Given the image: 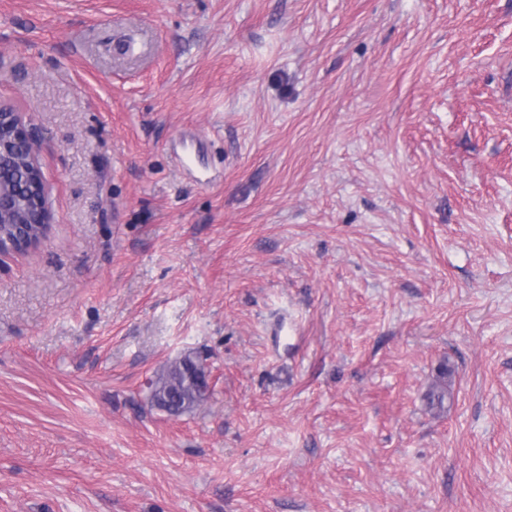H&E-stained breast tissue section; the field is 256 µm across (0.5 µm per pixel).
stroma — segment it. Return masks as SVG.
<instances>
[{"mask_svg": "<svg viewBox=\"0 0 512 512\" xmlns=\"http://www.w3.org/2000/svg\"><path fill=\"white\" fill-rule=\"evenodd\" d=\"M0 101V512H512V0H0ZM1 122L7 127H13L14 131L8 140L3 142V144L0 143V151L4 154L26 157L38 175L37 177H31L30 190L27 192V197L21 200L25 205L21 212L26 215L28 224L47 225L45 232L38 239L32 240L28 244H23L21 247H17L16 243L9 239L2 243L0 237V255H3L33 249L45 242L46 232L48 227L50 228V224H52L53 216L47 202L46 176L38 163L41 145L39 133L22 121L20 113L15 112L13 108L2 103L0 104V126ZM205 372L199 358L186 354L169 365L151 382L152 404L160 411L177 416L189 411L207 397L200 389H207L204 383L198 384V373ZM430 407L444 409L445 401L448 400V366L440 364L437 368L435 383L427 396Z\"/></svg>", "mask_w": 512, "mask_h": 512, "instance_id": "35a3bbf8", "label": "stroma"}]
</instances>
